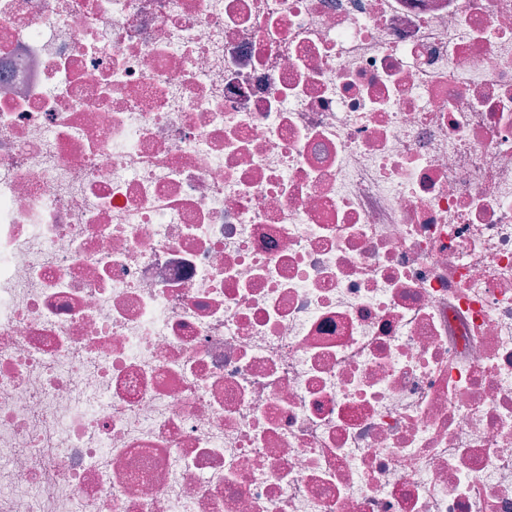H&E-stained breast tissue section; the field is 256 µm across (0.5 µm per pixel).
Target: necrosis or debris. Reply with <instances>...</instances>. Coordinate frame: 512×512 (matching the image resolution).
Wrapping results in <instances>:
<instances>
[{"instance_id":"necrosis-or-debris-1","label":"necrosis or debris","mask_w":512,"mask_h":512,"mask_svg":"<svg viewBox=\"0 0 512 512\" xmlns=\"http://www.w3.org/2000/svg\"><path fill=\"white\" fill-rule=\"evenodd\" d=\"M0 512H512V0H0Z\"/></svg>"}]
</instances>
